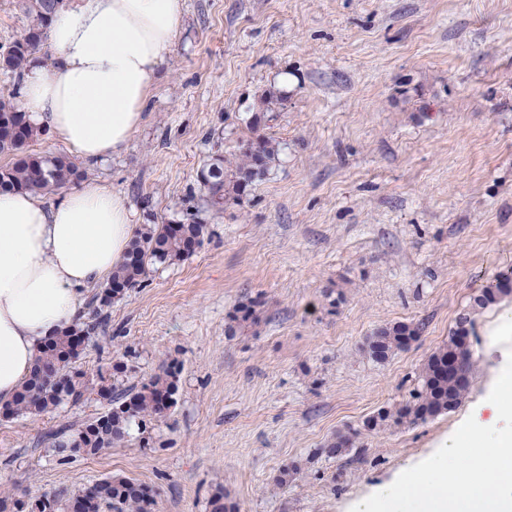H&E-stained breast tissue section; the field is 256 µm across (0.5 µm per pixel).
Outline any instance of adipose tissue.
<instances>
[{"mask_svg":"<svg viewBox=\"0 0 512 512\" xmlns=\"http://www.w3.org/2000/svg\"><path fill=\"white\" fill-rule=\"evenodd\" d=\"M180 0H69L52 19L54 60L33 61L22 109L86 160L118 152L141 122L155 66L172 51ZM134 234L132 214L94 181L48 203L0 192V400L30 374L41 341L83 314Z\"/></svg>","mask_w":512,"mask_h":512,"instance_id":"ef3b65f1","label":"adipose tissue"}]
</instances>
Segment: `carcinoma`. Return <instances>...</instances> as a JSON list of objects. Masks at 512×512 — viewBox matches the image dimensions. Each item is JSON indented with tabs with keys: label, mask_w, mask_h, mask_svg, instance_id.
I'll use <instances>...</instances> for the list:
<instances>
[{
	"label": "carcinoma",
	"mask_w": 512,
	"mask_h": 512,
	"mask_svg": "<svg viewBox=\"0 0 512 512\" xmlns=\"http://www.w3.org/2000/svg\"><path fill=\"white\" fill-rule=\"evenodd\" d=\"M63 0H19L20 9L27 14L29 26L20 38L0 47V70L17 78L23 76L32 55L40 47L47 21L55 14ZM284 94L266 91L260 98V112L249 120L252 136L245 140L234 160L221 156L205 164L198 173V181L206 191L213 208L221 209L230 199H239L256 183L262 181L278 156L279 144L258 133L261 118L281 104ZM22 114L17 92L0 95V116ZM40 136L32 125H27L26 141L19 143L6 129L0 128V155L10 157L0 168V189H25L39 195L57 192L82 179L85 171L66 155H37L26 151L29 142ZM206 225L190 219L168 224H143L131 240L124 257L113 269L102 286L94 320L78 322L43 343L29 377L17 395L0 402V419L33 417L48 413L64 402H78L89 390L110 392L109 408L104 413L112 421L105 431L96 429V423L67 432L65 439L52 445L51 453L57 464L66 465L76 457H95L123 442L133 426L156 421L167 415L165 401L177 390L173 372L168 367L151 376L140 386L129 391L122 388V377L127 364L119 360L112 364L114 383L107 387L98 384L76 367L85 343L100 328L105 317L102 308L112 303V286L134 288L143 281L148 267L155 264L171 266L190 258L203 240ZM512 295V271L499 274L472 297V308L485 309ZM261 296L248 299L229 316L227 333L234 335L244 324L255 321ZM470 318L458 317L448 340L439 345L419 370L417 386L410 399L393 408L378 412L380 426L414 425L447 414L460 407L469 394L474 356L470 345L458 342L467 335ZM420 335V327L408 323H386L366 337L363 351L376 363L388 361L409 342ZM351 439L344 434L317 450L330 458L345 456ZM46 502L39 512H151L156 505L145 489L135 480L121 475H106L77 491L53 496L4 495L0 497V512H34L30 505Z\"/></svg>",
	"instance_id": "cac0c4a2"
}]
</instances>
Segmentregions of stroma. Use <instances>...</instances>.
Instances as JSON below:
<instances>
[{"instance_id":"1","label":"stroma","mask_w":512,"mask_h":512,"mask_svg":"<svg viewBox=\"0 0 512 512\" xmlns=\"http://www.w3.org/2000/svg\"><path fill=\"white\" fill-rule=\"evenodd\" d=\"M285 99L263 134L279 144L266 178L212 209L198 173L236 153L266 90ZM136 224L194 218L186 261L151 266L109 308L77 363L126 361V386L178 367L177 404L121 447L58 466L64 425L106 409L91 392L35 418L0 421V490L33 496L103 475L143 484L158 512H348L350 503L446 442L512 353V296L471 297L512 269V0H181L140 127L120 153L84 163ZM343 290L331 308L328 294ZM257 322L226 331L240 302ZM469 313L476 359L458 409L366 431L406 401L421 363ZM422 332L383 364L361 346L386 322ZM350 429L348 464L314 457ZM298 465L297 480L275 479Z\"/></svg>"}]
</instances>
